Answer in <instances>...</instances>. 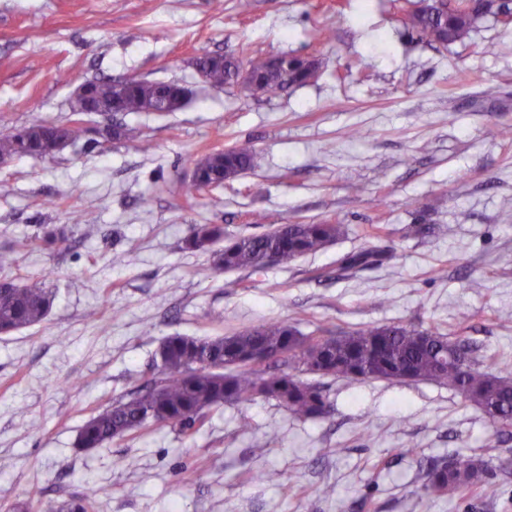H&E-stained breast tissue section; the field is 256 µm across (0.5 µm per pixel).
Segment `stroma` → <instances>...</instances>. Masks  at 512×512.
<instances>
[{
  "label": "stroma",
  "instance_id": "stroma-1",
  "mask_svg": "<svg viewBox=\"0 0 512 512\" xmlns=\"http://www.w3.org/2000/svg\"><path fill=\"white\" fill-rule=\"evenodd\" d=\"M0 0V128L72 119L93 78L175 82L174 112H129L151 152L103 141L104 115L53 157L0 165V248L52 291L40 324L0 334V512H512V435L431 381L325 378L334 407L277 400L212 409L193 434L148 428L82 450L80 426L142 383L165 337L279 320L304 336L360 326L438 329L512 374V29L433 48L403 0ZM323 30L325 39L314 37ZM310 55L314 82L270 97L202 82V54ZM234 146L259 165L184 188L191 160ZM90 209L95 224L74 225ZM344 234L288 265L219 272L194 227L259 234L283 214ZM385 258L342 268L364 247ZM97 308L90 320L86 312ZM471 316L460 326L458 312ZM483 460L493 495L426 493L442 458ZM279 471L278 483L264 481ZM329 486L330 497L316 495ZM207 237L213 243L224 238V227L218 224H204L194 228L193 234L187 240V247L192 250H206L208 247L201 242Z\"/></svg>",
  "mask_w": 512,
  "mask_h": 512
}]
</instances>
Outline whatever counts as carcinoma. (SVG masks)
Listing matches in <instances>:
<instances>
[{"label": "carcinoma", "mask_w": 512, "mask_h": 512, "mask_svg": "<svg viewBox=\"0 0 512 512\" xmlns=\"http://www.w3.org/2000/svg\"><path fill=\"white\" fill-rule=\"evenodd\" d=\"M482 0H455L445 9L433 6L428 12L405 9L404 28L431 45L446 47L472 40L482 18ZM247 64L259 78V92L275 96L289 87L305 83L300 58L284 54L278 64L251 56L242 61L233 55H213L202 62L207 83L215 87H236V72ZM98 97L112 102L116 95L110 79H91ZM157 83L140 79L123 101L127 112H142L156 100ZM31 141L27 154H36L42 138L80 140L84 129L70 124L43 121L27 126ZM114 139L136 144L142 151L152 148L139 127L119 123L109 128ZM13 129H0V164L20 155ZM197 184L210 189L224 185L258 166V156L249 147H232L213 152L194 162ZM343 225L301 224L284 215L270 230L225 240L224 248L213 252L218 270H261L271 264L286 265L314 253L335 241ZM206 237L224 240V228L204 224L194 228L187 240L192 250H205ZM16 264L11 250L0 251V334H8L41 323L49 314L52 294L39 277L17 282L8 275ZM326 336H301L281 321H269L229 336L197 338L168 336L162 342L158 372L133 396L119 400L91 416L80 427L77 446L102 448L128 433L149 427H172L183 433L194 431L207 413L224 403L243 404L257 397L259 385L284 405L296 418L324 417L330 401L317 384L300 379L302 367L316 368L323 375L348 380L434 381L463 394L495 423V442L512 429V377L481 368L470 346L452 340L435 328L414 329L401 325L362 326L334 337L326 347ZM484 464L477 458H453L434 463L425 471V485L443 494L461 493L483 482Z\"/></svg>", "instance_id": "cac0c4a2"}]
</instances>
